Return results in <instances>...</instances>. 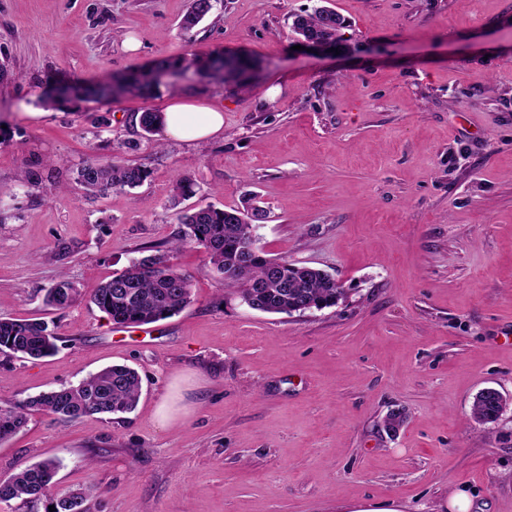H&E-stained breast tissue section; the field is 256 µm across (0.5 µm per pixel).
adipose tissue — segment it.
Returning <instances> with one entry per match:
<instances>
[{
    "mask_svg": "<svg viewBox=\"0 0 512 512\" xmlns=\"http://www.w3.org/2000/svg\"><path fill=\"white\" fill-rule=\"evenodd\" d=\"M164 123L167 137L183 142H198L223 131L224 114L220 109L199 106L180 98L168 107Z\"/></svg>",
    "mask_w": 512,
    "mask_h": 512,
    "instance_id": "ef3b65f1",
    "label": "adipose tissue"
}]
</instances>
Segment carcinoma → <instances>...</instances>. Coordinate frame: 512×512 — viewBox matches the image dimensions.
Returning <instances> with one entry per match:
<instances>
[{
  "label": "carcinoma",
  "mask_w": 512,
  "mask_h": 512,
  "mask_svg": "<svg viewBox=\"0 0 512 512\" xmlns=\"http://www.w3.org/2000/svg\"><path fill=\"white\" fill-rule=\"evenodd\" d=\"M212 9V0H191L181 26L193 29ZM347 20L333 9L317 6L312 12L299 15L292 29L297 38H312L336 45L342 41ZM234 62L242 70L251 68L252 61L244 54H229L207 59L201 65L223 71ZM157 80L142 81L123 77L113 86L89 84L82 95L90 99L116 98L137 90L151 93ZM162 118L158 112H144L139 125L147 140L160 132ZM151 176L145 164H130L117 160H90L79 170L77 182L87 195H99L112 190L126 191L141 186ZM173 198L186 199L196 195V184L185 177L172 183ZM268 218L260 206L220 209L211 204L184 209L177 216L179 231L174 249L196 247L204 249L209 263L226 288L241 294L247 305L264 313L283 314L292 310H322L334 307L344 294V288L321 270L305 268L286 259H272L255 247V224ZM169 250L150 247L147 254L131 261L123 271L103 283L92 296L93 304L122 326L144 325L168 319L191 303L189 276L171 262ZM80 298L74 284L64 278L46 289V306L63 310ZM56 336L47 321L41 318L0 317V352L39 359L56 349ZM142 388L139 373L127 365H112L90 374L76 385L43 392L23 403H0V442L21 431L35 413L54 415L75 421L90 415L111 416L136 409ZM505 403L495 391L479 393L474 398L471 416L481 423H494L503 413ZM59 462L42 460L17 469L0 478V502L20 499L41 502L44 509L55 507L65 512L64 502L79 498L85 502L90 492L58 495L54 492Z\"/></svg>",
  "instance_id": "carcinoma-1"
}]
</instances>
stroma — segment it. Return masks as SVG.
Returning a JSON list of instances; mask_svg holds the SVG:
<instances>
[{"label":"stroma","mask_w":512,"mask_h":512,"mask_svg":"<svg viewBox=\"0 0 512 512\" xmlns=\"http://www.w3.org/2000/svg\"><path fill=\"white\" fill-rule=\"evenodd\" d=\"M212 4L185 33L190 0H0V315L58 337L50 357L0 353V402L112 364L142 379L122 417L34 415L0 442V476L56 459L86 512H448L457 490L470 512H512V0H326L349 23L336 55L294 47L317 0ZM224 51L251 76L191 63ZM159 61L186 70L175 89L50 99ZM178 96L221 107L223 134L147 143L141 113ZM115 157L151 178L85 195L78 168ZM179 174L193 206L257 195L258 246L328 272L343 299L259 312L187 248L172 262L190 304L112 325L89 297L167 247ZM62 275L82 296L46 309ZM486 387L509 406L485 425L470 410Z\"/></svg>","instance_id":"obj_1"}]
</instances>
